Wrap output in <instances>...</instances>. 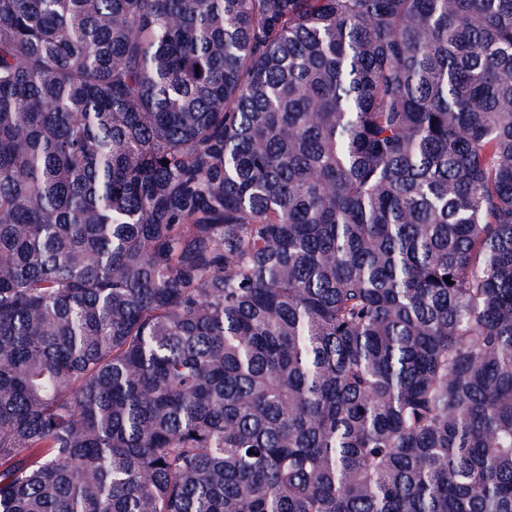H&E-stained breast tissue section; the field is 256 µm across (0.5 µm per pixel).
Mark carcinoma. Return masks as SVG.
Here are the masks:
<instances>
[{
	"label": "carcinoma",
	"mask_w": 512,
	"mask_h": 512,
	"mask_svg": "<svg viewBox=\"0 0 512 512\" xmlns=\"http://www.w3.org/2000/svg\"><path fill=\"white\" fill-rule=\"evenodd\" d=\"M0 512H512V0H0Z\"/></svg>",
	"instance_id": "carcinoma-1"
}]
</instances>
